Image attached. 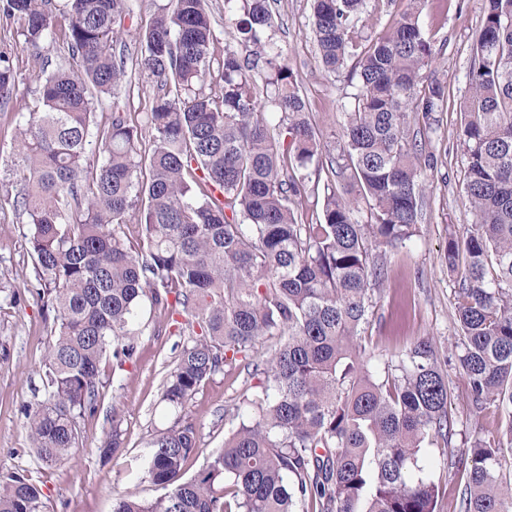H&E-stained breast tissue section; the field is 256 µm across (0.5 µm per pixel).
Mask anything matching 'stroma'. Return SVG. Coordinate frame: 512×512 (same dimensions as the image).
<instances>
[{"label": "stroma", "mask_w": 512, "mask_h": 512, "mask_svg": "<svg viewBox=\"0 0 512 512\" xmlns=\"http://www.w3.org/2000/svg\"><path fill=\"white\" fill-rule=\"evenodd\" d=\"M270 3L274 19L270 34L283 49L310 117L323 133V154L338 155L344 114L355 92L350 71L331 73L321 64L311 0ZM406 6L407 0H365L358 21L362 41L386 34ZM482 21V0H429L423 13L433 59L418 88L424 91L434 80H443L448 98L443 111L414 119L415 129L424 134L420 164L429 188L415 236L402 245L378 249L387 275L372 293L374 315L361 333L367 347L390 354L417 339H429L444 363L451 391L448 414L456 435L448 448L433 446L423 455L426 473L440 485L439 512H460L466 474L455 467L454 455L462 437L497 434L504 419L498 411L479 417L469 411L457 361L454 296L466 265L452 267L447 260L449 237L462 235L476 221L463 193L467 164L460 128ZM0 49L11 52L20 75L7 111H0V478L23 473L39 481L45 512H112L117 493L130 491L147 499L160 494L145 477L144 467L152 435L176 417L162 399V384L181 337L175 327L161 324L158 313L143 308L136 323L137 357L118 370L104 364L98 411L80 423L79 450L70 461L49 467L37 460L28 446L22 409L45 398L43 355L53 316L43 311L27 288L35 272L25 238L26 218L12 206L21 191L15 174L16 125L22 114L39 106L41 62L68 66L72 60L58 43L45 45L38 53L25 48L20 22L1 15ZM124 56L129 83L115 90L114 96L128 112L147 111L157 87L138 73L134 39H127ZM258 383V376L239 363L214 376L187 405V416L201 432V450L190 461L189 472L208 465L223 449L225 438L239 424L243 393L253 391ZM116 424L122 430L123 446L101 458L100 449Z\"/></svg>", "instance_id": "1"}]
</instances>
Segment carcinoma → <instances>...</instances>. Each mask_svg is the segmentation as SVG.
Here are the masks:
<instances>
[{
  "instance_id": "obj_1",
  "label": "carcinoma",
  "mask_w": 512,
  "mask_h": 512,
  "mask_svg": "<svg viewBox=\"0 0 512 512\" xmlns=\"http://www.w3.org/2000/svg\"><path fill=\"white\" fill-rule=\"evenodd\" d=\"M129 0H65L57 29L53 0H0L21 23L24 43L62 39L77 68L37 74L41 108L18 122L20 196L27 216L35 290L53 312L43 369L48 397L23 409L41 463L69 460L80 421L98 409L107 359L137 354L133 329L150 297L164 322L191 315V336L163 382L180 412L153 435L145 476L154 500L113 499V512H436L439 487L420 465L424 445L448 444V375L429 340L393 361L361 343L372 286L384 278L374 249L416 233L425 193L410 115L440 112L447 85L415 92L432 61L420 15L408 0L390 32L359 48L353 21L364 0H313L324 68L355 58L353 109L345 113L340 159L344 193L319 189L323 136L313 125L285 58L270 37L269 0H224L225 22L252 47L227 44L214 62L206 0H169L139 30L141 72L156 83L138 120L94 112L126 81L122 22ZM461 140L465 197L476 222L448 239V266L466 260L456 290L459 368L468 407L505 415L496 438L476 435L455 455L466 472L463 512H512V0H483ZM218 64L221 97L206 92ZM268 71L266 104L255 75ZM20 76L0 51V106ZM152 139L137 147L138 128ZM102 146L90 165L91 129ZM356 186L373 224L355 216ZM320 206L316 223L307 206ZM139 242L121 234L131 210ZM263 336L287 340L254 371L261 390L244 396L256 413L240 422L204 468L196 425L181 411L212 377ZM0 512H44L32 478L0 480Z\"/></svg>"
}]
</instances>
